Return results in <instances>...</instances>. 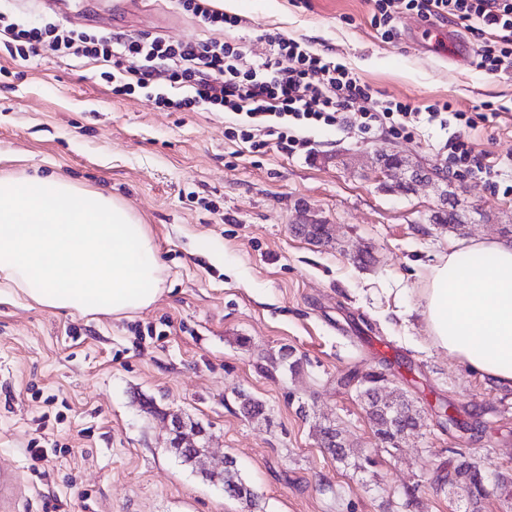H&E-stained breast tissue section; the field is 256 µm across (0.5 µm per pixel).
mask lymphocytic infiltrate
Here are the masks:
<instances>
[{
	"instance_id": "obj_1",
	"label": "lymphocytic infiltrate",
	"mask_w": 512,
	"mask_h": 512,
	"mask_svg": "<svg viewBox=\"0 0 512 512\" xmlns=\"http://www.w3.org/2000/svg\"><path fill=\"white\" fill-rule=\"evenodd\" d=\"M372 24L385 38L394 35V22L408 11L422 20L452 19L478 38L477 65L490 74L512 72V0H370ZM0 34L10 53L34 59L44 41H51L60 56L89 57L112 69L113 92L145 94L157 107L186 111L204 104L236 115L240 120L226 129L227 138L249 143L253 151L275 138L281 150L292 153L304 141L295 130L306 124L347 122L354 104L370 100L371 89L344 64L326 53L282 36L267 34L269 53L261 62H247L240 46L217 40L173 45L146 34L97 35L53 23L37 27L22 21L0 23ZM460 129L450 142V162L466 167L474 149L466 130L473 117L436 102L419 110L388 101L359 112L360 127H387L402 134L419 118Z\"/></svg>"
}]
</instances>
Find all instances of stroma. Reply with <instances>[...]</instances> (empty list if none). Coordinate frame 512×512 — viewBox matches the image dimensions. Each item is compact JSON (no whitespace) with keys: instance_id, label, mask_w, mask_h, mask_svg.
<instances>
[{"instance_id":"35a3bbf8","label":"stroma","mask_w":512,"mask_h":512,"mask_svg":"<svg viewBox=\"0 0 512 512\" xmlns=\"http://www.w3.org/2000/svg\"><path fill=\"white\" fill-rule=\"evenodd\" d=\"M0 13L173 44L240 42L251 61L265 58L264 34L275 31L347 65L373 101L499 111L469 130L476 161L466 168L448 165L452 122H422L408 136L305 125L302 150L255 152L225 136L232 114L114 95L96 62L46 44L28 62L0 50V174L56 177L119 199L146 224L164 278L150 307L120 319L0 296V469L21 487L0 512H241L171 451L174 414L206 428L209 470L235 459L256 512H469L468 488L450 477L459 454L512 475V390L438 349L419 310L427 269L449 246L497 239L512 225V74L477 67V38L463 33L472 55L449 64L414 43L428 25L414 13L383 38L368 0H237L241 24L223 31L172 0L131 10L121 0H0ZM390 153L446 171L466 209L461 230L432 223L434 185L386 190L376 160ZM303 209L333 226L331 245L294 234ZM363 250L374 264L354 263ZM284 346L299 370L268 373ZM351 371L384 373L419 428L396 447L381 443L355 386L339 383ZM244 394L264 403V419L243 417ZM329 422L351 459L317 440L316 425ZM34 442L64 452L36 464ZM366 456L375 464L363 470Z\"/></svg>"}]
</instances>
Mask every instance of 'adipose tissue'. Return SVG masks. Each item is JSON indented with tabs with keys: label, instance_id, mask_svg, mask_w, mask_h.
<instances>
[{
	"label": "adipose tissue",
	"instance_id": "adipose-tissue-1",
	"mask_svg": "<svg viewBox=\"0 0 512 512\" xmlns=\"http://www.w3.org/2000/svg\"><path fill=\"white\" fill-rule=\"evenodd\" d=\"M155 245L119 200L57 178L0 176V293L80 314L118 316L160 291ZM435 345L512 388V243L449 249L420 304Z\"/></svg>",
	"mask_w": 512,
	"mask_h": 512
}]
</instances>
